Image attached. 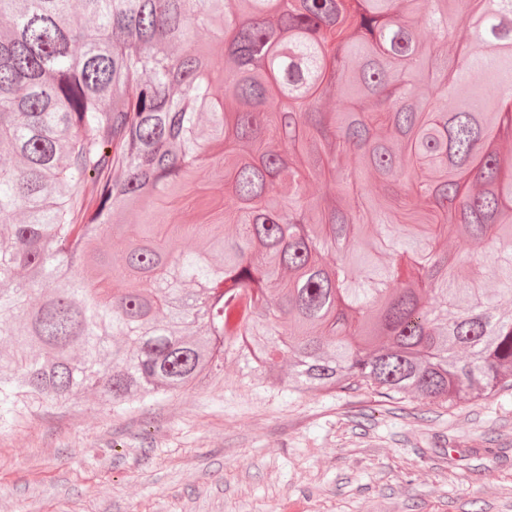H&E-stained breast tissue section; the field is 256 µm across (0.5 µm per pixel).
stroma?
Returning <instances> with one entry per match:
<instances>
[{"mask_svg": "<svg viewBox=\"0 0 512 512\" xmlns=\"http://www.w3.org/2000/svg\"><path fill=\"white\" fill-rule=\"evenodd\" d=\"M236 355L199 387L89 396L0 428V512H512V391L269 390Z\"/></svg>", "mask_w": 512, "mask_h": 512, "instance_id": "obj_1", "label": "stroma"}]
</instances>
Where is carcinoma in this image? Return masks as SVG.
Instances as JSON below:
<instances>
[{
  "label": "carcinoma",
  "instance_id": "obj_1",
  "mask_svg": "<svg viewBox=\"0 0 512 512\" xmlns=\"http://www.w3.org/2000/svg\"><path fill=\"white\" fill-rule=\"evenodd\" d=\"M0 18V423L176 392L230 347L288 355L296 392L512 390V0Z\"/></svg>",
  "mask_w": 512,
  "mask_h": 512
}]
</instances>
